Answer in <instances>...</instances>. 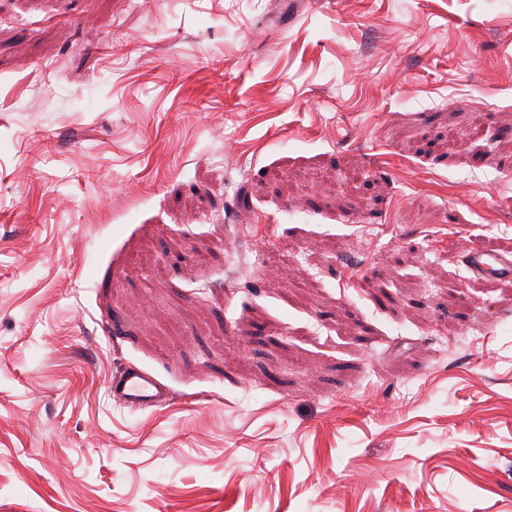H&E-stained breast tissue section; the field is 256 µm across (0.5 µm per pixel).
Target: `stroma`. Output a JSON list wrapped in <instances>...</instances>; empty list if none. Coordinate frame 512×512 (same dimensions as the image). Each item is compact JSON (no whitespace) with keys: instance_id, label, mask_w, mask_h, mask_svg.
<instances>
[{"instance_id":"obj_1","label":"stroma","mask_w":512,"mask_h":512,"mask_svg":"<svg viewBox=\"0 0 512 512\" xmlns=\"http://www.w3.org/2000/svg\"><path fill=\"white\" fill-rule=\"evenodd\" d=\"M460 243L512 253V0H0V512H512ZM112 399L136 410L156 406L170 398V390L149 373L128 366L112 375Z\"/></svg>"}]
</instances>
